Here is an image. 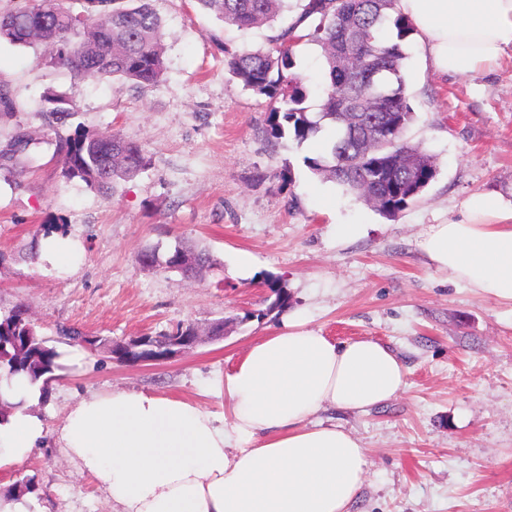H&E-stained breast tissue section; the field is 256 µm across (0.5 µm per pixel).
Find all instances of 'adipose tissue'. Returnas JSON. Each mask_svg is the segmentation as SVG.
<instances>
[{
	"label": "adipose tissue",
	"instance_id": "adipose-tissue-1",
	"mask_svg": "<svg viewBox=\"0 0 512 512\" xmlns=\"http://www.w3.org/2000/svg\"><path fill=\"white\" fill-rule=\"evenodd\" d=\"M442 73L475 75L512 54V0H400ZM421 249L454 284L512 303V189L484 190L456 219L428 225ZM408 369L387 345L336 342L297 316L253 342L219 387L224 413L145 390L84 397L48 431L15 382L0 421V465L25 460L47 433L88 473L112 512H350L367 473L353 432L319 423L395 399Z\"/></svg>",
	"mask_w": 512,
	"mask_h": 512
}]
</instances>
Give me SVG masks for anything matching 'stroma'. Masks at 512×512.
<instances>
[{
    "label": "stroma",
    "instance_id": "1",
    "mask_svg": "<svg viewBox=\"0 0 512 512\" xmlns=\"http://www.w3.org/2000/svg\"><path fill=\"white\" fill-rule=\"evenodd\" d=\"M164 23L166 73L142 91L71 79L42 48L0 41V84L19 109L0 121V147L19 130L34 140L31 166L0 170V317L25 304L59 354L47 399L33 404L49 433L23 462L0 468V496L17 479L37 488L30 512H111L94 480L70 462L53 431L77 400L143 389L198 401L223 414L217 382L249 344L280 326L268 308L267 276L288 293L287 312L337 342L370 337L392 347L407 385L367 412L331 409L358 436L368 470L351 512H512V304L449 282L419 245L431 224L455 219L466 201L512 186V59L474 76L435 70L419 36L405 63L415 120L410 143L434 156L437 176L395 219L306 166L311 143L271 147L261 129L266 96L243 89L226 61L242 48L270 49L273 27L227 26L196 0H154ZM309 111L325 89L320 48L295 49ZM64 92L80 109L59 131L42 113ZM115 131L139 143L147 168L106 197L67 179L55 136ZM340 224L357 235L337 234ZM70 258L46 257L49 235ZM206 247L213 265L196 279L142 265L143 249L168 255L176 242ZM267 310L262 320L250 311ZM204 337L172 359L122 365L61 338V327L126 342L193 323Z\"/></svg>",
    "mask_w": 512,
    "mask_h": 512
}]
</instances>
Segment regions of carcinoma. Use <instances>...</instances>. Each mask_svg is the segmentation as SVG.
Wrapping results in <instances>:
<instances>
[{
	"label": "carcinoma",
	"mask_w": 512,
	"mask_h": 512,
	"mask_svg": "<svg viewBox=\"0 0 512 512\" xmlns=\"http://www.w3.org/2000/svg\"><path fill=\"white\" fill-rule=\"evenodd\" d=\"M286 2L197 0L224 24L241 29L272 23ZM308 19L316 22L313 30L296 34ZM388 26L396 31L389 41L383 36ZM414 31L398 0H304L296 22L271 37V49H242L227 60V68L244 89L273 103L262 129L271 146L280 145L288 131L299 144L330 131L323 155L305 159L308 168L360 201L377 199L374 208L394 219L419 199L437 174L433 157L404 137L414 120L404 79L406 42ZM305 38L320 46L327 70L318 112L308 111L302 79L293 72L294 49ZM0 39L20 46L46 45L49 63L80 81L130 82L146 89L157 85L166 70L163 25L153 0H31L0 12ZM55 103L43 114L52 129L78 112L76 102L66 96H56ZM31 144L28 133L17 132L0 150V169L27 160ZM55 151L67 179H78L105 195L115 194L120 182L138 176L148 164L142 146L118 132L60 137ZM147 259L156 268L177 270L188 278L212 266L207 250L182 242L163 262L157 249L147 248L141 260ZM62 333L112 357L109 336L71 329ZM57 357L23 305L0 319V420L10 405L5 385L16 376L36 382L52 374Z\"/></svg>",
	"instance_id": "carcinoma-1"
}]
</instances>
